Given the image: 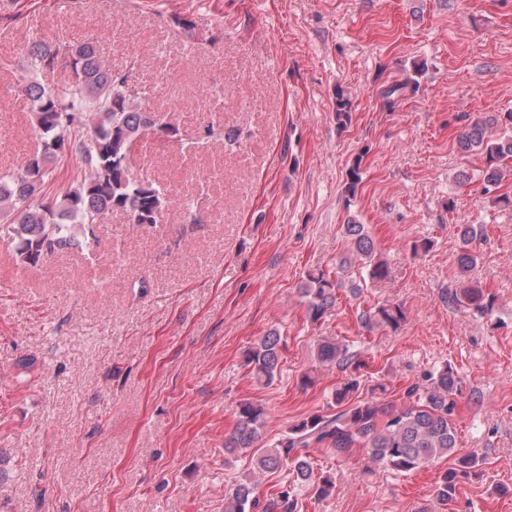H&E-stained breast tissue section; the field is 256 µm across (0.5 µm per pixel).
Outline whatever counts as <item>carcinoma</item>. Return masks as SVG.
I'll use <instances>...</instances> for the list:
<instances>
[{"label": "carcinoma", "instance_id": "obj_1", "mask_svg": "<svg viewBox=\"0 0 512 512\" xmlns=\"http://www.w3.org/2000/svg\"><path fill=\"white\" fill-rule=\"evenodd\" d=\"M27 77L24 91L32 104L33 130L41 149L30 155L21 171L0 173V230L15 244L16 256L28 265H37L45 256L66 248H89L93 228L114 212L127 218L130 230L139 231L141 218L153 214L151 225L164 221L173 206L190 208L192 201L163 192L148 177L127 171V154L132 137L152 127L161 137L171 139L178 128L165 112H150L127 95L114 90L128 84L134 68L114 70L106 66L96 45L37 40L27 49ZM65 59L71 80L61 86H47L40 75ZM349 100L336 91V120L342 126L351 121ZM462 151L485 156L482 193L504 206H512V196L498 193L504 169L512 161V112H500L472 125L458 138ZM80 169L65 178L62 169L71 159ZM352 250L332 274L308 275L301 294L306 298L311 321H319L336 304V290L348 278L351 264L366 265L371 280L389 277L386 262L376 258L374 243L362 224L344 225ZM463 246L458 256L460 276L475 263L470 249L474 230L468 224L458 229ZM458 307L486 315L494 297L483 288L467 285L444 295ZM406 320L402 306L383 304L363 312L360 321L367 329H398ZM321 363L342 368L359 365L348 346L324 338L317 343ZM244 361L254 378L271 383L281 368V336L275 331L261 337L245 351ZM459 378L453 368L428 371L410 385L399 400L370 397L356 402L333 416L315 415L293 426L288 437L267 446L259 445L267 426L265 408L243 402L236 425L224 442V449L244 455L250 469L224 495V512H294L301 488L318 498L330 496L334 481L330 476L313 480V463L303 453L310 443L325 444L338 458H346L355 448L368 450L377 465L400 473L426 468L436 460L451 456L457 445L455 415ZM483 458L473 450L457 458L456 467L446 471L435 486L441 502L454 499L459 483L476 473ZM291 467L293 481L280 486L273 497L260 501V478L283 466Z\"/></svg>", "mask_w": 512, "mask_h": 512}]
</instances>
